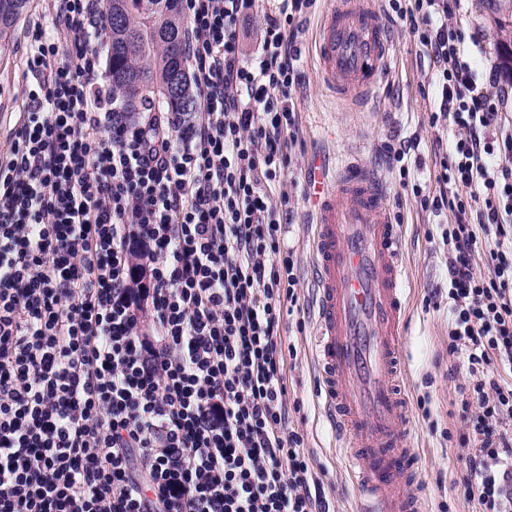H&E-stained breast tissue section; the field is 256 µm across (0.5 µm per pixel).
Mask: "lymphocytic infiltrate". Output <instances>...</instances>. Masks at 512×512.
<instances>
[{"instance_id": "obj_1", "label": "lymphocytic infiltrate", "mask_w": 512, "mask_h": 512, "mask_svg": "<svg viewBox=\"0 0 512 512\" xmlns=\"http://www.w3.org/2000/svg\"><path fill=\"white\" fill-rule=\"evenodd\" d=\"M199 110L109 107L95 91L102 0H59L0 159V512H331L288 409L283 326L301 312L281 175L304 84L298 35L320 0H185ZM427 53L431 126L457 130L448 336L477 409L462 487L512 512V86L477 71L460 0H388ZM485 254L492 277L473 260ZM265 6L266 2L265 4L263 2H259L258 12L256 13L255 11L253 14L249 15L239 25L242 43L245 47L247 54L250 53V51H252V48L256 42L262 17V13L260 12V10L265 9Z\"/></svg>"}]
</instances>
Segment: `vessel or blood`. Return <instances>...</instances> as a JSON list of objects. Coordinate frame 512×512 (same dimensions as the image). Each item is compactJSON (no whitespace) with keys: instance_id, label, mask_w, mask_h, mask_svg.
Masks as SVG:
<instances>
[{"instance_id":"obj_1","label":"vessel or blood","mask_w":512,"mask_h":512,"mask_svg":"<svg viewBox=\"0 0 512 512\" xmlns=\"http://www.w3.org/2000/svg\"><path fill=\"white\" fill-rule=\"evenodd\" d=\"M319 72L359 110L395 59L376 0H334L315 36ZM313 360L328 421L348 449L363 512H421L408 446L411 412L397 384L406 316L403 233L377 172L356 160L321 166L312 192Z\"/></svg>"}]
</instances>
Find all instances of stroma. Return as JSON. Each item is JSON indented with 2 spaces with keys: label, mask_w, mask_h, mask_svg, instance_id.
<instances>
[{
  "label": "stroma",
  "mask_w": 512,
  "mask_h": 512,
  "mask_svg": "<svg viewBox=\"0 0 512 512\" xmlns=\"http://www.w3.org/2000/svg\"><path fill=\"white\" fill-rule=\"evenodd\" d=\"M501 0H464L457 26L464 36H479L482 50L475 58L495 63L502 34L495 23ZM55 0H29L26 12L0 48V157L6 156L9 138L25 103V55L38 27H49L56 16ZM395 43L396 64L385 79L378 101L369 102L363 115H346L336 110L335 99L318 77L311 44L315 22H308L298 41L306 82L294 95L299 114L301 140L292 150V164L283 179L291 208L282 238L297 255L302 276L301 302L304 318L290 316L285 341L292 351L286 364L288 406L294 411L296 428L305 434V446L315 471L323 480L334 512H358L357 499L348 477L344 448L321 407L318 379L312 362L315 334L314 281L310 259L311 198L309 172L315 160H338L354 143H363L362 160L377 167L391 188V213L404 238V286L408 310L404 342L403 384L412 409L409 445L415 452L418 480L413 487L426 512H479V505L466 500L460 479L465 470L469 431L466 418L473 413L465 391L466 378L458 358L450 350L448 327V250L442 228L450 214H434L416 203L411 189L402 188L398 172L392 171L379 147L389 140L417 138L418 149L409 158L410 172L417 185L432 190L440 167L436 144L451 146L456 130L451 126L431 127L430 113L437 99L432 69L423 57L408 26L390 23ZM304 328H297V321Z\"/></svg>",
  "instance_id": "stroma-1"
}]
</instances>
